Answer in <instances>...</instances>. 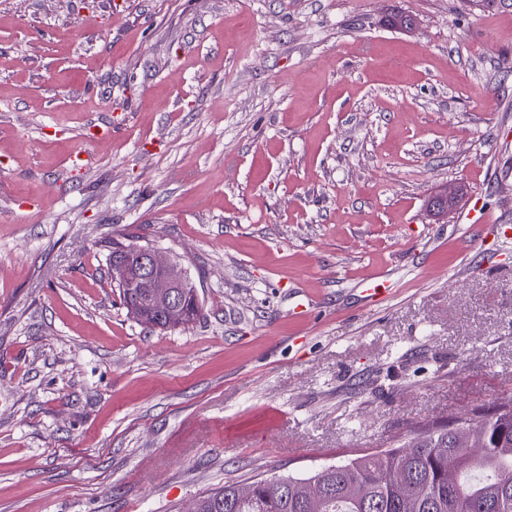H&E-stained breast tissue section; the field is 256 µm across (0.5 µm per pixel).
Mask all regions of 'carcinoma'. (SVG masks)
I'll return each mask as SVG.
<instances>
[{"mask_svg":"<svg viewBox=\"0 0 512 512\" xmlns=\"http://www.w3.org/2000/svg\"><path fill=\"white\" fill-rule=\"evenodd\" d=\"M475 415L482 433L450 418L305 478L253 480L247 498L227 481L196 512H512V397Z\"/></svg>","mask_w":512,"mask_h":512,"instance_id":"obj_1","label":"carcinoma"}]
</instances>
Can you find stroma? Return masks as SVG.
I'll use <instances>...</instances> for the list:
<instances>
[{
	"mask_svg": "<svg viewBox=\"0 0 512 512\" xmlns=\"http://www.w3.org/2000/svg\"><path fill=\"white\" fill-rule=\"evenodd\" d=\"M2 100L0 512H190L512 396V0H0ZM120 235L195 323L127 314ZM126 254L130 257H136L141 266V272L144 274V296L146 306L149 309V317L141 314L140 305H130L127 312L135 319H139L146 325L153 326L158 322H166L161 330L171 329L181 325H188L195 321L200 315V307H196L193 297L184 299V306L176 293V288H191L186 270H177L169 260L163 258L159 252L152 247L143 246L136 243L126 244ZM186 310V320L184 319V309ZM176 324V325H175Z\"/></svg>",
	"mask_w": 512,
	"mask_h": 512,
	"instance_id": "35a3bbf8",
	"label": "stroma"
}]
</instances>
